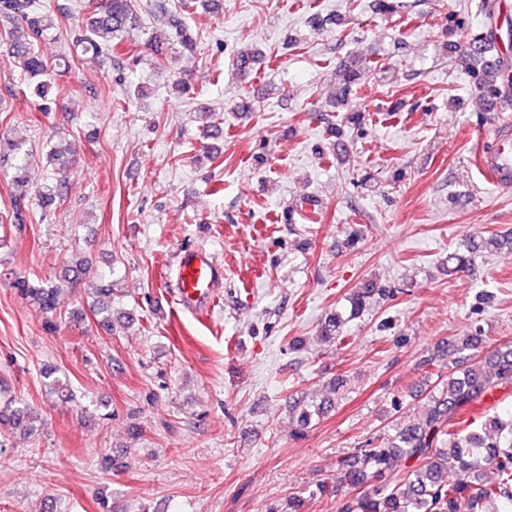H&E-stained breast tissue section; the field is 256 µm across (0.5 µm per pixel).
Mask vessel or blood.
<instances>
[{
    "label": "vessel or blood",
    "mask_w": 512,
    "mask_h": 512,
    "mask_svg": "<svg viewBox=\"0 0 512 512\" xmlns=\"http://www.w3.org/2000/svg\"><path fill=\"white\" fill-rule=\"evenodd\" d=\"M482 168L497 186H512V129L501 126L495 149L484 156ZM224 282V265L206 249L180 251L174 261L171 301L180 308L199 313L214 306Z\"/></svg>",
    "instance_id": "obj_1"
}]
</instances>
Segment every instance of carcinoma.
I'll list each match as a JSON object with an SVG mask.
<instances>
[{
  "label": "carcinoma",
  "mask_w": 512,
  "mask_h": 512,
  "mask_svg": "<svg viewBox=\"0 0 512 512\" xmlns=\"http://www.w3.org/2000/svg\"><path fill=\"white\" fill-rule=\"evenodd\" d=\"M134 0H85L78 18L79 35L75 45L93 57H111L128 43L129 24L134 19ZM155 11L173 18L182 49L196 46L188 34L190 23L197 22L198 5L194 0H178L169 9L165 0H155ZM13 21L8 32L7 55L17 60L33 86L35 107L52 111L48 94L53 77L68 71L69 60L51 65L39 53L38 43L55 27L48 13L33 9V0H0V18ZM360 73L342 72L341 98L358 94ZM12 186L14 218H19L30 200L47 208L62 195V185L36 190L26 160L13 164ZM503 241L491 236L470 238L448 254V262L462 269L482 254L500 248ZM20 296L44 314L55 311L61 288L50 282L32 284L24 277L12 282ZM384 288L367 280L349 297V317L361 315L367 300ZM345 319L336 313L328 317L323 332L339 340ZM480 333L464 336L453 346L454 358L443 365L448 374H438L429 392L425 418L398 427L371 448H358L353 461L342 468L333 484L321 483V497L336 496L346 486L359 494L340 502L338 512H512V413L500 415L499 405L512 395V346L494 348L484 357V365H471L479 356ZM46 387L58 401H73L69 384L55 377ZM291 410L298 422L307 426L323 412L324 406L294 402ZM34 417L29 408L11 399L0 403V426L33 430ZM409 463L406 474L395 472V463Z\"/></svg>",
  "instance_id": "obj_1"
}]
</instances>
